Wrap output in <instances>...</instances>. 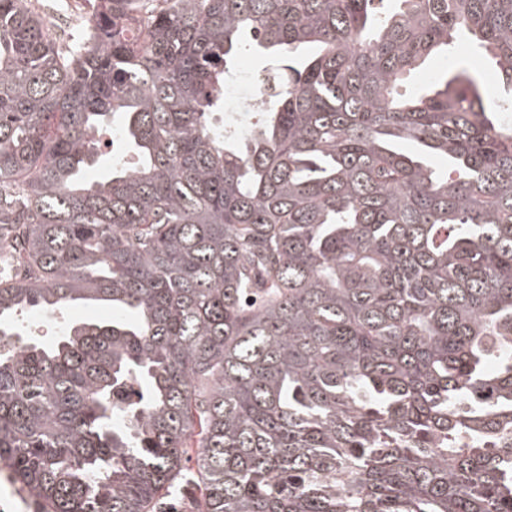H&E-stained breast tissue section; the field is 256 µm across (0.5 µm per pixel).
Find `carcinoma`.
<instances>
[{"label":"carcinoma","mask_w":512,"mask_h":512,"mask_svg":"<svg viewBox=\"0 0 512 512\" xmlns=\"http://www.w3.org/2000/svg\"><path fill=\"white\" fill-rule=\"evenodd\" d=\"M374 3L101 0L64 46L0 0V465L43 512H174L188 470L190 512H512V0ZM79 301L116 314L9 322ZM270 84L264 74L242 72L234 83L224 85V106L227 112H244L246 108L256 109L268 98ZM224 111V124L236 125V119Z\"/></svg>","instance_id":"carcinoma-1"}]
</instances>
